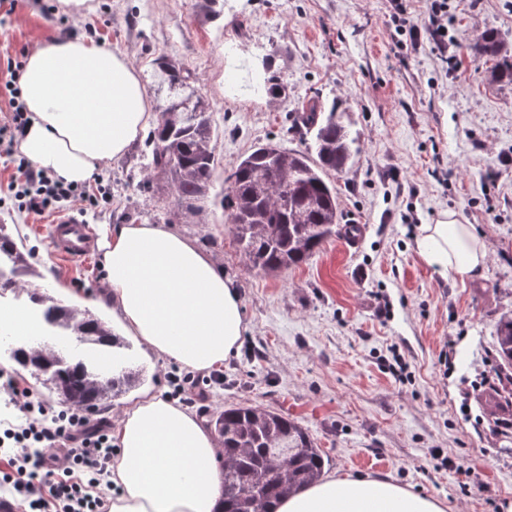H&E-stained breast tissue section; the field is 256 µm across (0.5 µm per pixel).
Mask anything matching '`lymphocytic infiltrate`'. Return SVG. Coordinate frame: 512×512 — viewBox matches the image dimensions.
<instances>
[{"instance_id": "obj_1", "label": "lymphocytic infiltrate", "mask_w": 512, "mask_h": 512, "mask_svg": "<svg viewBox=\"0 0 512 512\" xmlns=\"http://www.w3.org/2000/svg\"><path fill=\"white\" fill-rule=\"evenodd\" d=\"M426 15V28L412 25L406 4L396 0L393 21L397 33L414 46L423 36H430L440 51H447L448 0H426ZM22 69L21 60L10 62V78L0 88V97L9 106L0 123V155L11 158L21 175L8 189L22 208L64 210L75 201L87 200V191L32 168L17 152L18 136L29 121L19 97ZM8 404L23 413L25 421L1 433L8 445L0 449V455L7 457L10 469L0 474V482L22 496L31 512H43L49 503L54 512H107V501L99 489L111 474L109 423L91 421L81 408L48 414L32 392L15 386L10 389Z\"/></svg>"}]
</instances>
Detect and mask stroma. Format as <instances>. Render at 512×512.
<instances>
[{"mask_svg": "<svg viewBox=\"0 0 512 512\" xmlns=\"http://www.w3.org/2000/svg\"><path fill=\"white\" fill-rule=\"evenodd\" d=\"M93 13L57 11L58 0H19L0 12V87L7 61L70 29L124 54L153 90L154 61L168 53L193 72L213 121L217 159L195 211L148 169L137 139L112 161L110 200L83 202L92 231L134 219L165 224L209 254L235 284L247 329L225 361L224 385L192 411L203 422L232 405L263 406L296 420L325 454L324 474L384 477L435 496L446 512H503L512 502V438L492 439L494 418L474 385L494 354L500 317L512 315V87L488 80L490 62L470 49L487 28L512 41V0H448L445 63L432 41L399 46L391 0H93ZM284 83L285 95L268 86ZM342 102L359 154L332 175L343 224L363 225L357 244L330 237L306 263L257 272L237 248L224 198L228 176L254 146L302 150L312 136L298 121L313 101ZM15 164L0 158V224L34 252L41 294L113 322L100 304L98 256L64 262L43 229L53 215L8 197ZM455 211L487 248L483 273L465 283L442 276L415 249L419 225ZM391 304L377 313L380 298ZM453 366L442 373L441 350ZM401 354L410 379L389 361ZM115 358L136 374L131 390L98 416L116 422L130 397H167L180 365L128 337ZM30 388L49 411L62 406L43 376L0 353V392L8 380ZM452 458L442 467L433 449Z\"/></svg>", "mask_w": 512, "mask_h": 512, "instance_id": "1", "label": "stroma"}]
</instances>
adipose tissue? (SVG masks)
<instances>
[{
    "label": "adipose tissue",
    "mask_w": 512,
    "mask_h": 512,
    "mask_svg": "<svg viewBox=\"0 0 512 512\" xmlns=\"http://www.w3.org/2000/svg\"><path fill=\"white\" fill-rule=\"evenodd\" d=\"M19 86L30 117L21 152L74 185L122 157L153 117L136 69L88 37L35 45ZM415 244L427 264L462 282L480 275L487 259L472 225L452 212L420 225ZM99 248L103 301L158 357L209 371L238 349L245 331L239 293L189 240L164 224H116ZM112 436L118 453L108 512H221L223 450L195 414L154 395L128 406ZM276 512H445V504L387 479L329 478Z\"/></svg>",
    "instance_id": "1"
}]
</instances>
